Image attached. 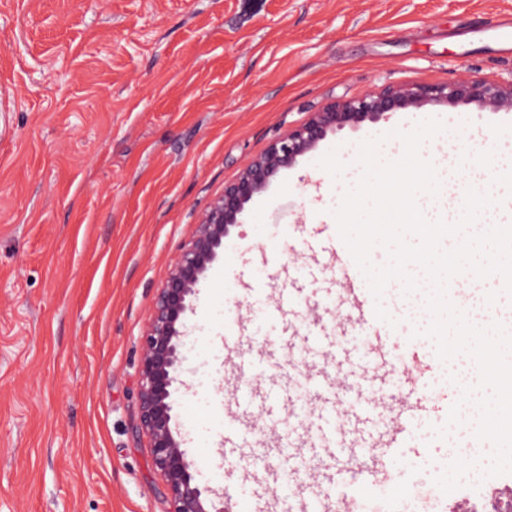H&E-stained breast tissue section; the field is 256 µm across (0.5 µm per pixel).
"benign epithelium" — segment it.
I'll return each mask as SVG.
<instances>
[{"instance_id": "obj_1", "label": "benign epithelium", "mask_w": 512, "mask_h": 512, "mask_svg": "<svg viewBox=\"0 0 512 512\" xmlns=\"http://www.w3.org/2000/svg\"><path fill=\"white\" fill-rule=\"evenodd\" d=\"M473 105L480 111L512 112V82L487 83L469 77L443 85H396L363 97L328 103L301 125L272 140L261 155L250 159L224 193L201 214L177 264L160 288L141 338L138 363L136 433L145 437L154 471L170 502L169 512H224L213 498L223 493L200 486L190 471L185 440L174 426L172 388L184 359L185 318L210 265L224 250V240L240 223L246 205L267 190L283 170L315 150L328 133L377 122L400 110L429 106Z\"/></svg>"}]
</instances>
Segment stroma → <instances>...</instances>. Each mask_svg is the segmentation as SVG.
Returning <instances> with one entry per match:
<instances>
[{
	"mask_svg": "<svg viewBox=\"0 0 512 512\" xmlns=\"http://www.w3.org/2000/svg\"><path fill=\"white\" fill-rule=\"evenodd\" d=\"M512 0H0V512H168L136 436L140 339L155 297L201 213L272 139L334 100L461 75L512 82ZM451 127L441 153L512 208V112L433 106L329 134L247 206L186 319L172 394L197 480L233 512H290L287 497L225 475L224 315L249 288L275 295L261 253H279L306 300L274 338L303 344L313 321L355 349L340 274L313 263L338 239L333 211L362 170L360 143L422 118ZM389 343L416 359L426 409L386 462L388 479L344 482L364 512L432 483L470 440L444 426L460 389L434 346L412 338L393 292Z\"/></svg>",
	"mask_w": 512,
	"mask_h": 512,
	"instance_id": "1",
	"label": "stroma"
}]
</instances>
